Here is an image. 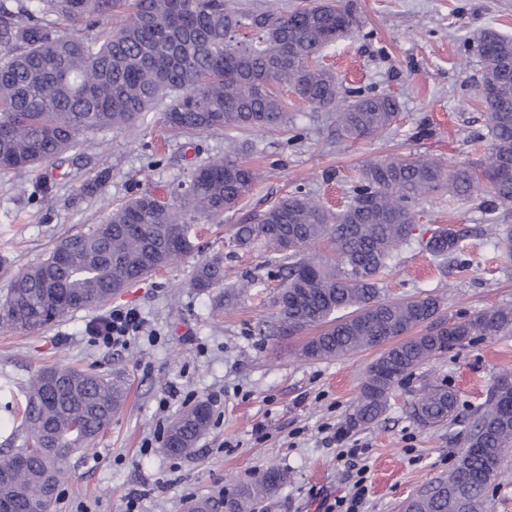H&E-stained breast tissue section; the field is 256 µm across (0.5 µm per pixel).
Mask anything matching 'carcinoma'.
Segmentation results:
<instances>
[{
  "mask_svg": "<svg viewBox=\"0 0 512 512\" xmlns=\"http://www.w3.org/2000/svg\"><path fill=\"white\" fill-rule=\"evenodd\" d=\"M118 16L117 29L106 28ZM101 27L93 40L69 27ZM340 0L292 11L270 7L239 10L227 0H0V173L23 175L60 158L88 136L132 131L143 113L170 98L165 124L182 134L239 129L267 130L287 119L274 87H288L315 108L336 112L348 138L378 137L398 117V105L382 94L345 96L336 75L320 65L323 52L362 32ZM483 64L479 84L493 87L482 99L487 148L476 162L452 169L427 155H397L369 161L358 173L345 209L330 212L317 198L297 191L273 202L232 235L239 248L260 247L281 281L276 297L277 330L293 336L310 329L300 350L305 359L343 357L383 347L355 398L349 426L369 424L387 409L395 385L415 367L469 337L512 331V306L480 311L463 321L438 317L432 295L401 300L382 297V275L416 231L414 206L430 194L466 200L478 192L493 207L512 206V37L486 30L467 43ZM263 177L240 161L235 145L223 157L198 165L179 202L151 195L112 210L86 234L66 238L41 263L10 279L0 296V327L35 331L78 309L101 304L119 290L191 252L196 222L218 223ZM330 240L336 256L319 245ZM463 236L451 227L435 230L425 243L434 257L464 254ZM224 285V261L202 260L192 286ZM445 325L450 340L435 328ZM496 381L461 454L448 475L406 502L404 512H485L487 490L512 449V412L502 407ZM127 389L119 379L56 365L38 370L25 388L19 429L27 441L50 433L58 453L38 455L11 448L0 455V501L12 512H49L54 499L44 488L60 486L71 449L87 448L123 407ZM456 394L433 385L413 402L423 426L450 419ZM210 407L199 401L168 430L172 455L189 454L209 424ZM287 475L266 469L238 496L224 501L247 512L255 499L284 483Z\"/></svg>",
  "mask_w": 512,
  "mask_h": 512,
  "instance_id": "obj_1",
  "label": "carcinoma"
}]
</instances>
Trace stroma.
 I'll list each match as a JSON object with an SVG mask.
<instances>
[{"label": "stroma", "instance_id": "35a3bbf8", "mask_svg": "<svg viewBox=\"0 0 512 512\" xmlns=\"http://www.w3.org/2000/svg\"><path fill=\"white\" fill-rule=\"evenodd\" d=\"M344 2L364 33L329 48L323 63L345 87L396 99L399 116L389 132L344 138L334 112L283 92L284 125L233 136L244 145L242 160L264 171V179L223 223L201 225L193 251L102 306L35 332L0 328V449L24 445L17 413L38 369L68 364L127 388L123 408L94 449L70 454L56 512H125L137 491L142 512H187L190 501L236 494L271 464L288 481L255 500L250 512H326L352 487L351 448L358 451L354 461L368 467L362 512H401L453 467L492 386L512 376V334L475 336L413 369L378 420L352 428L348 417L379 349L307 360L299 355L304 336L271 333L279 283L263 251L231 243L235 225L297 190L343 209L356 171L377 157L411 151L452 167L481 158L482 66L466 43L486 29L512 35V0ZM227 139L221 131L172 135L158 107L135 131L98 133L95 147H76L20 177L0 173V295L13 275L42 262L68 236L90 232L131 198L174 200L196 165L223 156ZM104 169L108 179L97 182ZM416 210L415 238L382 284L386 298L434 295L441 317L451 321L512 305V256L496 233L512 226V208L491 211L481 197L452 204L433 195ZM446 225L465 234V260L439 262L423 250L421 239ZM213 255L224 258L230 300L222 288L191 285L198 263ZM117 307L140 310L153 338L126 348L95 345L88 325ZM430 384L453 390L457 407L451 421L425 427L411 405ZM201 400L211 407L208 430L191 455H170L158 428Z\"/></svg>", "mask_w": 512, "mask_h": 512}]
</instances>
